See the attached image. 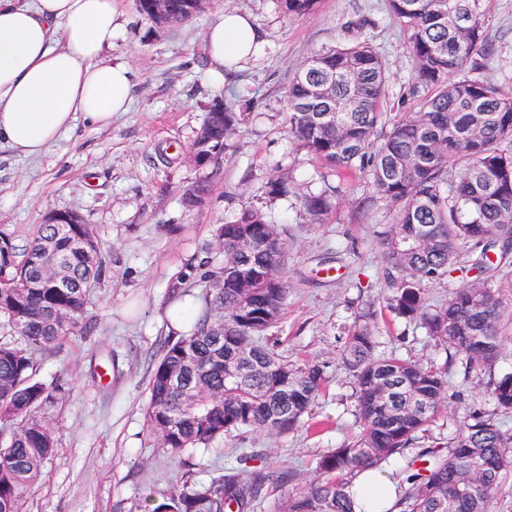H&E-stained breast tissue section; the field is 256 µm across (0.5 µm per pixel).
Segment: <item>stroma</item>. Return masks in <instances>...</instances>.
<instances>
[{"label": "stroma", "mask_w": 512, "mask_h": 512, "mask_svg": "<svg viewBox=\"0 0 512 512\" xmlns=\"http://www.w3.org/2000/svg\"><path fill=\"white\" fill-rule=\"evenodd\" d=\"M125 22L113 40V58L136 76L130 111L98 128L77 121L68 136L41 157L26 159L0 146V231L25 249L38 224L53 212L89 224L107 259L105 276L90 295L84 330L37 353L38 380L54 395L44 409L57 443L44 482L23 494L24 512H142L145 496L161 498L187 482H201L240 464L288 469L294 485L317 477V462L356 431V402L342 350L363 308L377 312L378 350L443 366L444 350L386 307L379 234L395 206L360 173L339 176L288 135L285 93L314 53L336 46L349 23H360L385 57V109L413 112L407 90L412 64L404 31L386 0H320L317 12L287 17L277 0H212L250 14L264 51L223 87L210 84L203 36L209 13L160 29L135 0H115ZM484 26L499 59L483 80L512 92V0H485ZM223 101L246 119L218 160L196 166L188 157L208 107ZM288 178V192L272 198L268 181ZM208 181L206 201L191 207L188 189ZM338 187L324 223L300 208L305 194ZM259 208L288 245L283 280L288 300L271 336L296 364L327 366L326 383L302 424L285 437L250 431L206 448L172 454L148 429L144 407L151 372L173 335L169 311L199 305L203 273L222 253L216 225L242 207ZM487 374L448 377L454 398L439 412L431 439L448 440L454 419L468 408H495Z\"/></svg>", "instance_id": "1"}]
</instances>
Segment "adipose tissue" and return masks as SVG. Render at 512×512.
Instances as JSON below:
<instances>
[{"mask_svg": "<svg viewBox=\"0 0 512 512\" xmlns=\"http://www.w3.org/2000/svg\"><path fill=\"white\" fill-rule=\"evenodd\" d=\"M122 27L112 0H0V143L34 159L78 120L105 128L127 111L134 76L109 58ZM203 41L219 84L225 68H240L263 47L257 26L238 12H219ZM352 491L364 512H392L398 495L379 467L359 472Z\"/></svg>", "mask_w": 512, "mask_h": 512, "instance_id": "adipose-tissue-1", "label": "adipose tissue"}]
</instances>
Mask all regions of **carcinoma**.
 <instances>
[{
  "instance_id": "obj_1",
  "label": "carcinoma",
  "mask_w": 512,
  "mask_h": 512,
  "mask_svg": "<svg viewBox=\"0 0 512 512\" xmlns=\"http://www.w3.org/2000/svg\"><path fill=\"white\" fill-rule=\"evenodd\" d=\"M483 0H387L403 26L412 62L409 87L418 112L389 120L384 58L367 38L313 55L286 91L288 132L338 173L358 171L373 190L399 204L381 233L388 308L421 328L434 346L463 356L466 372L490 371L508 337L498 288L512 287V94L475 76L496 54L484 30ZM318 0H278L281 13L310 16ZM242 113L222 102L205 113L213 156L241 124ZM210 186L186 193L203 202ZM300 207L324 221L330 196L306 194ZM224 258L208 270L224 287L204 289L192 332L163 347L149 382L145 419L173 454L232 433L286 435L302 422L326 381L317 362L294 365L266 336L287 299L282 271L287 246L258 209L244 207L216 228ZM476 257L461 273H476L430 309L424 285L455 271L460 250ZM497 249V260L488 257ZM107 264L87 224H40L17 253L0 231V315L10 339L0 341V512H20L22 492L45 479L54 456L50 423L38 415L50 401L35 378L34 355L81 326L90 294ZM375 312L358 314L342 360L352 373L355 439L318 461L324 478L288 492L282 512H356L349 494L366 467H378L424 438L444 406L448 368L377 353ZM496 408L512 412V373L491 378ZM398 491V512H492L512 471V432L495 414L463 412L444 446L416 449ZM465 477L472 491L449 498ZM292 482L267 466L229 470L157 501L147 512H250L265 488Z\"/></svg>"
}]
</instances>
